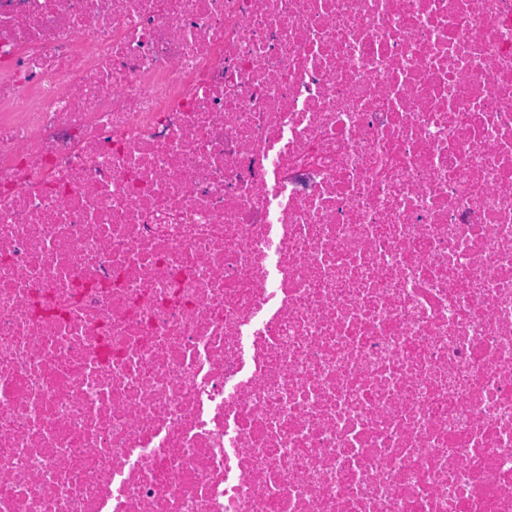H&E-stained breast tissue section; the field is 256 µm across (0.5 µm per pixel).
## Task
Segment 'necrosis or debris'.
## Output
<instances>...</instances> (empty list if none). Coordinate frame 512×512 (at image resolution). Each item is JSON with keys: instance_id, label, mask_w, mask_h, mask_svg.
<instances>
[{"instance_id": "necrosis-or-debris-1", "label": "necrosis or debris", "mask_w": 512, "mask_h": 512, "mask_svg": "<svg viewBox=\"0 0 512 512\" xmlns=\"http://www.w3.org/2000/svg\"><path fill=\"white\" fill-rule=\"evenodd\" d=\"M0 512H512V0H0Z\"/></svg>"}]
</instances>
